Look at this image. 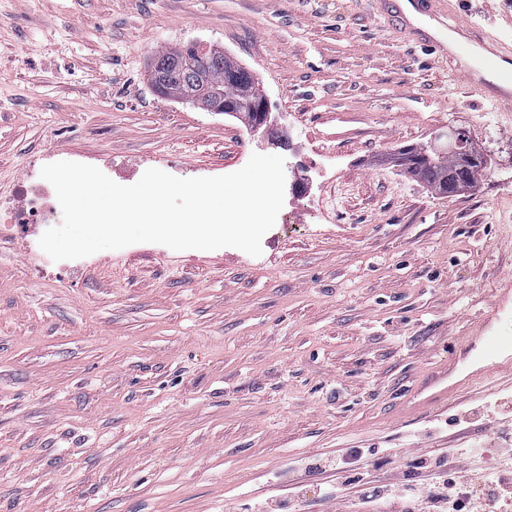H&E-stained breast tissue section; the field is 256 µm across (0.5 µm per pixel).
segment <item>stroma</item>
<instances>
[{
    "mask_svg": "<svg viewBox=\"0 0 512 512\" xmlns=\"http://www.w3.org/2000/svg\"><path fill=\"white\" fill-rule=\"evenodd\" d=\"M463 25L512 39V0ZM186 43L253 72L269 119L157 94L153 57ZM463 129L485 161L446 197L399 150ZM59 159L131 185L285 159L254 257L155 243L53 261L46 227L0 223V512H376L373 488L424 484L410 460L484 442L481 489L512 432L501 373L449 404L418 398L451 341L512 289V118L403 36L382 0H0V197ZM368 449L360 484L336 461Z\"/></svg>",
    "mask_w": 512,
    "mask_h": 512,
    "instance_id": "1",
    "label": "stroma"
}]
</instances>
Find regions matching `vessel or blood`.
<instances>
[{
  "mask_svg": "<svg viewBox=\"0 0 512 512\" xmlns=\"http://www.w3.org/2000/svg\"><path fill=\"white\" fill-rule=\"evenodd\" d=\"M467 0H393L392 6L399 30L407 38L431 50L435 58L454 63L471 93L490 101L498 111L512 112V41L481 28L470 27L465 32L471 44L469 54L458 55L448 36L446 17L449 11L465 10ZM485 347L490 362L463 378L453 379L458 361L475 346ZM512 371V353H505L495 336L469 337L453 351L448 361L439 367L434 378L438 384L432 402L453 398L465 385L479 382L488 374Z\"/></svg>",
  "mask_w": 512,
  "mask_h": 512,
  "instance_id": "obj_1",
  "label": "vessel or blood"
}]
</instances>
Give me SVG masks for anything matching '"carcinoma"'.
<instances>
[{"label": "carcinoma", "mask_w": 512, "mask_h": 512, "mask_svg": "<svg viewBox=\"0 0 512 512\" xmlns=\"http://www.w3.org/2000/svg\"><path fill=\"white\" fill-rule=\"evenodd\" d=\"M155 62L171 75L170 81L180 89L177 98L195 96L194 103L209 110L219 103L240 107L238 113L253 119L246 110L250 103L263 99L253 73L224 57V53L200 44H185L158 54ZM450 147L440 152L429 146L417 153V160L409 165L399 161L410 175L426 183L433 191L446 194L448 171L456 166L462 154L471 152L469 135L463 130L448 134Z\"/></svg>", "instance_id": "1"}]
</instances>
